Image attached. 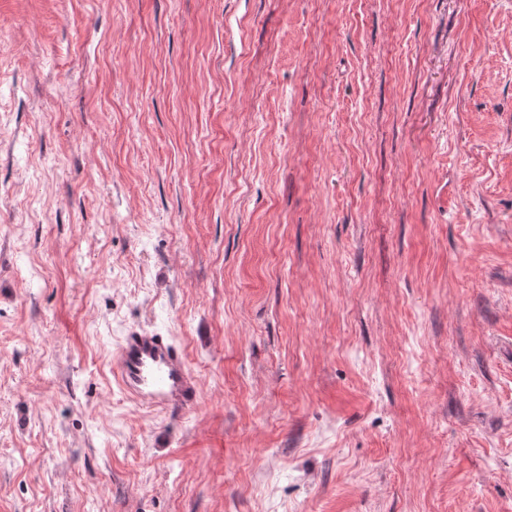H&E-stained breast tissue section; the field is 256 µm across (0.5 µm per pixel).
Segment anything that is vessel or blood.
Segmentation results:
<instances>
[{"instance_id":"obj_1","label":"vessel or blood","mask_w":512,"mask_h":512,"mask_svg":"<svg viewBox=\"0 0 512 512\" xmlns=\"http://www.w3.org/2000/svg\"><path fill=\"white\" fill-rule=\"evenodd\" d=\"M110 372L116 385L147 409L176 415L199 402V386L183 354L160 333L130 330L113 354Z\"/></svg>"}]
</instances>
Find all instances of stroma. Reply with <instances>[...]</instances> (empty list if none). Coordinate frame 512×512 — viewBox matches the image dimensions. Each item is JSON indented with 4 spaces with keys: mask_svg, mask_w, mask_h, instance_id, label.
I'll return each instance as SVG.
<instances>
[{
    "mask_svg": "<svg viewBox=\"0 0 512 512\" xmlns=\"http://www.w3.org/2000/svg\"><path fill=\"white\" fill-rule=\"evenodd\" d=\"M0 512H512V0H0ZM110 372L116 385L147 409L176 415L199 402V386L183 354L160 333L130 330L113 354Z\"/></svg>",
    "mask_w": 512,
    "mask_h": 512,
    "instance_id": "stroma-1",
    "label": "stroma"
}]
</instances>
